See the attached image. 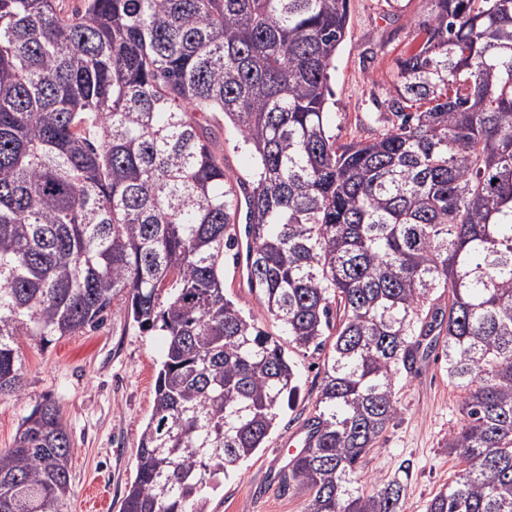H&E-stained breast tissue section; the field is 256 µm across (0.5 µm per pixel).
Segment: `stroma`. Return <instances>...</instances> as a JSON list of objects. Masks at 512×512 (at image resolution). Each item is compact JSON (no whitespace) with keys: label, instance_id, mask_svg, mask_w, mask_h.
Here are the masks:
<instances>
[{"label":"stroma","instance_id":"35a3bbf8","mask_svg":"<svg viewBox=\"0 0 512 512\" xmlns=\"http://www.w3.org/2000/svg\"><path fill=\"white\" fill-rule=\"evenodd\" d=\"M427 0H350V23L331 71L334 91L327 126L339 141L372 135L397 81V62L412 42ZM20 347L26 385L0 398V450L11 447L22 419L43 397H52L72 436L71 491L63 512H85L89 493L102 492L110 512L136 474L140 435L151 416L154 379L164 339L141 331L123 304L112 307L94 330L43 341L24 336ZM298 392L279 416L262 448L207 490L208 512H304L306 495L282 488L278 474L291 460V438H303L313 416L323 357L290 350ZM400 417L359 472L362 485L375 478L405 477L402 512H425L428 501L450 484L461 464L448 452V434L460 425V390L448 382L439 360L429 359L398 385ZM409 473H402L403 464Z\"/></svg>","mask_w":512,"mask_h":512}]
</instances>
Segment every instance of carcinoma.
<instances>
[{
	"mask_svg": "<svg viewBox=\"0 0 512 512\" xmlns=\"http://www.w3.org/2000/svg\"><path fill=\"white\" fill-rule=\"evenodd\" d=\"M0 0V396L19 339L124 301L166 337L121 512H205L295 391L284 346L224 293L246 209L247 282L324 355L304 512H401L357 473L421 347L464 392V463L426 512H512V0H429L394 119L340 144L325 116L349 0ZM422 101L420 112L406 103ZM257 169L234 177L213 127ZM72 440L54 399L0 450V512H61Z\"/></svg>",
	"mask_w": 512,
	"mask_h": 512,
	"instance_id": "cac0c4a2",
	"label": "carcinoma"
}]
</instances>
